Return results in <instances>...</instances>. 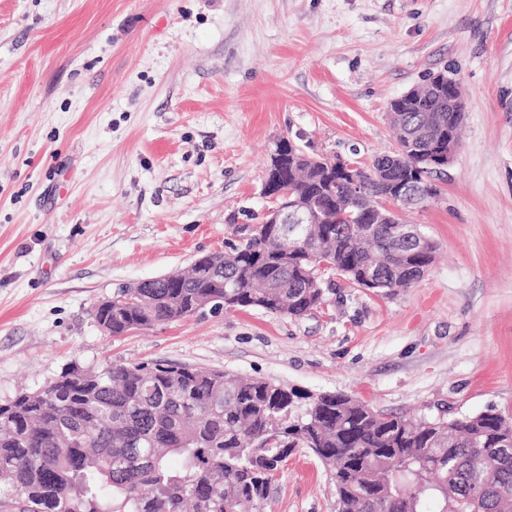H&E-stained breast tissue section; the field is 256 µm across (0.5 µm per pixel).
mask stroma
<instances>
[{"instance_id":"obj_1","label":"stroma","mask_w":512,"mask_h":512,"mask_svg":"<svg viewBox=\"0 0 512 512\" xmlns=\"http://www.w3.org/2000/svg\"><path fill=\"white\" fill-rule=\"evenodd\" d=\"M460 82L437 246L388 294L332 272L303 318L205 313L122 337L96 306L258 224L268 151L369 165L392 100ZM180 363L395 414L512 415V0H0V402L69 363ZM265 512H336L309 450Z\"/></svg>"}]
</instances>
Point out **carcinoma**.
Masks as SVG:
<instances>
[{
	"mask_svg": "<svg viewBox=\"0 0 512 512\" xmlns=\"http://www.w3.org/2000/svg\"><path fill=\"white\" fill-rule=\"evenodd\" d=\"M453 78L439 102L404 94L391 102L406 164L375 157L360 193L330 184L339 172L313 168L295 148L278 180L315 198L334 217L300 248L281 249L277 224L245 233L211 271L197 258L180 284L148 280L139 296H114L96 311L112 337L182 320L224 302L300 318L325 302L315 257L349 282L406 288L433 263L436 246L397 236L403 217L385 208L387 180L431 182L428 156L448 127ZM81 430L68 445L56 428ZM311 451L329 474L336 512H512V419L492 410L444 420L374 410L341 393L276 389L263 379L173 363L77 364L43 387L0 404V512H263L282 463ZM183 464L173 469L168 458Z\"/></svg>",
	"mask_w": 512,
	"mask_h": 512,
	"instance_id": "cac0c4a2",
	"label": "carcinoma"
}]
</instances>
